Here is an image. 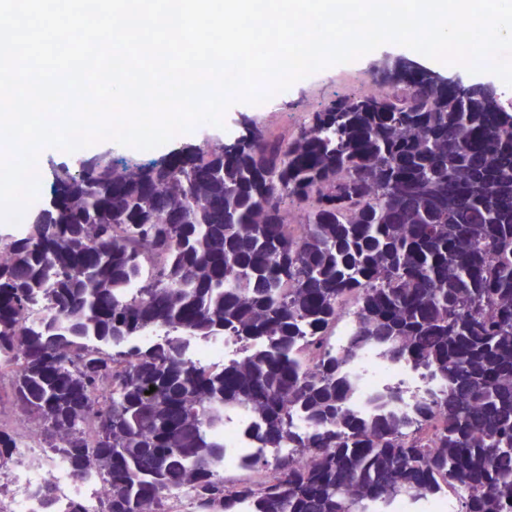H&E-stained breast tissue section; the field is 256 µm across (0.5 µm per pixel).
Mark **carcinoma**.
<instances>
[{
    "instance_id": "1",
    "label": "carcinoma",
    "mask_w": 512,
    "mask_h": 512,
    "mask_svg": "<svg viewBox=\"0 0 512 512\" xmlns=\"http://www.w3.org/2000/svg\"><path fill=\"white\" fill-rule=\"evenodd\" d=\"M48 282L55 316L29 324ZM342 298L358 327L338 359ZM154 326L163 341L127 346ZM226 332L258 348L222 370L184 358V337ZM368 349L445 382L415 425L356 419L344 370ZM0 360L20 365L0 400L43 419L74 471L98 462L104 512L183 483L202 512H377L458 483L460 512H512V99L413 71L289 129L54 168L49 204L0 238ZM240 410L276 474L229 492L215 468L236 458L224 416ZM14 448L0 428L1 465Z\"/></svg>"
}]
</instances>
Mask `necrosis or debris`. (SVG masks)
Wrapping results in <instances>:
<instances>
[{
  "label": "necrosis or debris",
  "instance_id": "necrosis-or-debris-1",
  "mask_svg": "<svg viewBox=\"0 0 512 512\" xmlns=\"http://www.w3.org/2000/svg\"><path fill=\"white\" fill-rule=\"evenodd\" d=\"M248 353L242 342L226 336L190 338L186 355L195 363L222 368L224 363L243 359ZM349 371L358 380L355 410L360 416L376 412L371 400L390 387L400 388L401 400L392 411L409 412L428 392L438 390V381L423 378L414 368L393 362L380 351L369 350ZM18 447L13 463L0 467V512H73L82 502L85 512H98L112 495V484L95 464L74 473L61 452L46 448L44 426L36 419L21 417L13 425Z\"/></svg>",
  "mask_w": 512,
  "mask_h": 512
}]
</instances>
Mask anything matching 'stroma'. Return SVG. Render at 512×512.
<instances>
[{
  "mask_svg": "<svg viewBox=\"0 0 512 512\" xmlns=\"http://www.w3.org/2000/svg\"><path fill=\"white\" fill-rule=\"evenodd\" d=\"M397 64L399 60H411L423 63L421 53L408 47L388 43L369 55L353 62L332 65L319 70L294 83L286 99L271 103L266 110H258L255 105L236 103L228 108L224 115L223 126L216 127L201 123L192 131L177 135L169 143L154 148L151 159L161 158L171 149L185 145H200L205 140H217L235 136L240 130L241 118L247 117L257 122L273 120L277 125L290 127L297 123L307 112L322 109L337 96L354 94L361 90L368 69L380 60ZM107 154L116 160L143 162L146 156L137 154L134 148L120 145L113 141H102L82 149L80 155H72L56 148L44 149L39 161L43 167L53 165H73L77 157H90Z\"/></svg>",
  "mask_w": 512,
  "mask_h": 512,
  "instance_id": "obj_1",
  "label": "stroma"
}]
</instances>
